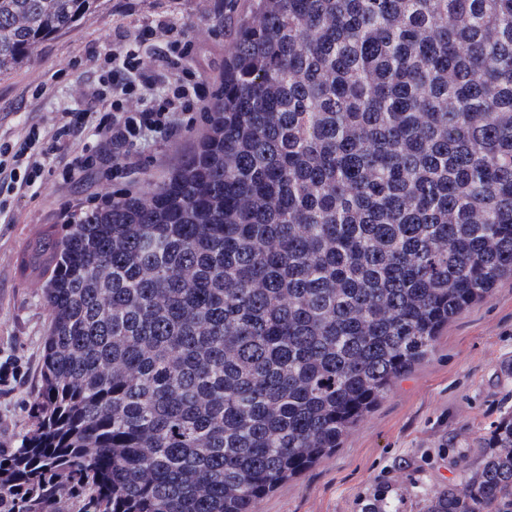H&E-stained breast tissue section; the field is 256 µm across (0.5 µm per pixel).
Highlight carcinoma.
Returning <instances> with one entry per match:
<instances>
[{"label": "carcinoma", "instance_id": "obj_1", "mask_svg": "<svg viewBox=\"0 0 512 512\" xmlns=\"http://www.w3.org/2000/svg\"><path fill=\"white\" fill-rule=\"evenodd\" d=\"M96 0H0V75ZM170 175L22 250L0 512H258L512 279V0H248ZM424 512H512V412Z\"/></svg>", "mask_w": 512, "mask_h": 512}]
</instances>
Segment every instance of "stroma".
<instances>
[{"instance_id": "stroma-1", "label": "stroma", "mask_w": 512, "mask_h": 512, "mask_svg": "<svg viewBox=\"0 0 512 512\" xmlns=\"http://www.w3.org/2000/svg\"><path fill=\"white\" fill-rule=\"evenodd\" d=\"M167 18L192 45V65L220 92L232 39L226 15L212 0H98L77 26L40 44L29 62L0 76V137L23 138L38 127L51 138L65 111H89L105 69L101 51L117 28ZM206 128L200 112L184 115L166 140L142 143L132 170L94 182L66 181L67 157L49 156L50 170L11 211L0 216V363L19 358L0 383V449L27 424L26 404L39 383L49 312L34 278L21 274L26 242L49 224L108 192L139 191L169 174ZM512 411V279L462 311L431 354L383 398L331 452L298 478L282 483L260 512H362L377 494L399 512H421L423 494L452 482L482 460L484 434Z\"/></svg>"}]
</instances>
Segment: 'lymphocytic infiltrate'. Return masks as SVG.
Here are the masks:
<instances>
[{"label": "lymphocytic infiltrate", "mask_w": 512, "mask_h": 512, "mask_svg": "<svg viewBox=\"0 0 512 512\" xmlns=\"http://www.w3.org/2000/svg\"><path fill=\"white\" fill-rule=\"evenodd\" d=\"M190 52L189 42L164 19L120 35L107 75L109 106L73 114L46 148L35 129L20 141L0 140V209L7 198L26 193L42 176L48 152L69 149L86 125H93L114 148L130 152L147 134H171L177 113L205 111L211 91L192 66Z\"/></svg>", "instance_id": "lymphocytic-infiltrate-1"}]
</instances>
